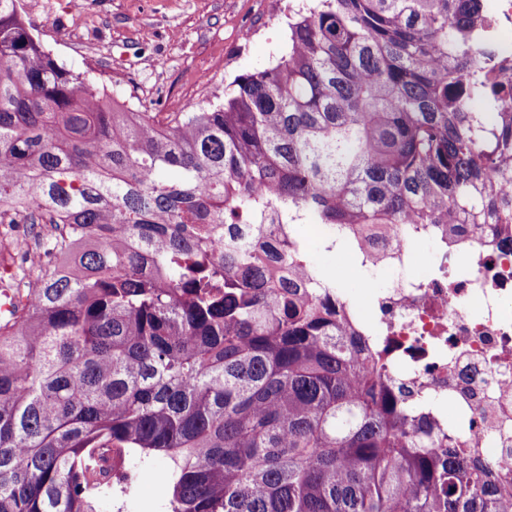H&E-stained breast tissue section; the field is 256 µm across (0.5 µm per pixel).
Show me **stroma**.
I'll list each match as a JSON object with an SVG mask.
<instances>
[{
	"instance_id": "35a3bbf8",
	"label": "stroma",
	"mask_w": 512,
	"mask_h": 512,
	"mask_svg": "<svg viewBox=\"0 0 512 512\" xmlns=\"http://www.w3.org/2000/svg\"><path fill=\"white\" fill-rule=\"evenodd\" d=\"M290 0H21L45 46L69 68L88 72L127 106L158 100L209 101L242 74L267 65L287 35ZM359 304L360 272L341 252L309 239ZM127 492H114L106 512H164L170 474L166 459L132 454Z\"/></svg>"
}]
</instances>
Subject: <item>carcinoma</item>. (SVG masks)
<instances>
[{
	"label": "carcinoma",
	"mask_w": 512,
	"mask_h": 512,
	"mask_svg": "<svg viewBox=\"0 0 512 512\" xmlns=\"http://www.w3.org/2000/svg\"><path fill=\"white\" fill-rule=\"evenodd\" d=\"M495 20L492 0H305L268 66L161 119L0 0V201L72 226L65 273L0 320V512H103L128 476L100 448L167 458L166 512H512V485L385 386L294 234L508 238Z\"/></svg>",
	"instance_id": "carcinoma-1"
}]
</instances>
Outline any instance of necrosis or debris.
Returning <instances> with one entry per match:
<instances>
[{"label":"necrosis or debris","instance_id":"obj_1","mask_svg":"<svg viewBox=\"0 0 512 512\" xmlns=\"http://www.w3.org/2000/svg\"><path fill=\"white\" fill-rule=\"evenodd\" d=\"M0 299H10L33 255L60 268L45 247L46 224L21 207L0 208ZM391 224L366 243V275L391 270L395 279L370 292L369 317H356L379 348L387 377L418 404L435 434L512 482V247L479 224H457L448 234L443 268L412 267L413 240Z\"/></svg>","mask_w":512,"mask_h":512}]
</instances>
